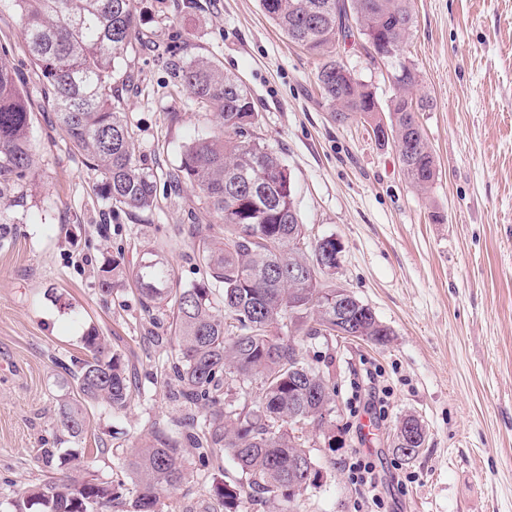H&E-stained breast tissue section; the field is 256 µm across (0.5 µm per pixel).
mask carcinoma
<instances>
[{
    "mask_svg": "<svg viewBox=\"0 0 512 512\" xmlns=\"http://www.w3.org/2000/svg\"><path fill=\"white\" fill-rule=\"evenodd\" d=\"M21 17L23 33L70 148L94 176L92 191L109 208L145 211L158 204L160 176L138 160L132 133L114 86L115 59L137 38L134 0H6ZM265 15L293 43L319 60L317 82L327 109L343 123L360 117L373 133L387 128L386 144L399 153L410 184L427 191L437 177L436 160L408 100L419 82L415 68L397 59L395 86L382 114L374 94L336 59V41L352 37L347 13L374 54L388 58L412 27L411 0H261ZM0 51V204L23 207L35 167L32 112L14 70ZM176 86L198 110L215 119L212 131L191 140L178 169L165 174L173 195L189 182L201 193L220 231L191 233L193 261L201 278L180 288L165 259L168 244L144 252L128 273L106 258L99 290L111 295L132 282L152 322L165 317L176 361L163 383L185 411L155 423L139 446L124 456L123 477L76 481L67 474L74 454L41 449L47 466L61 472L21 492L14 512H109L129 494L134 512H160L161 496L187 474L184 444L210 468L230 456L247 481L217 487L224 512H243L246 501L276 502L275 512H298L301 494L320 486L322 470L301 439L288 432L296 414L304 424L328 426L336 385L320 363L301 358L299 338L343 336L360 331L378 345L391 332L372 309L359 308L355 323L336 321V289L324 277L336 269V239L309 241L295 211L285 166L255 135L259 113L238 79L216 62L187 55L168 59ZM87 358L58 363L75 392L65 394L57 423L70 438L90 425L88 409L126 410L141 392L124 354L93 330L82 338Z\"/></svg>",
    "mask_w": 512,
    "mask_h": 512,
    "instance_id": "cac0c4a2",
    "label": "carcinoma"
}]
</instances>
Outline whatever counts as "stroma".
Returning a JSON list of instances; mask_svg holds the SVG:
<instances>
[{"instance_id":"stroma-1","label":"stroma","mask_w":512,"mask_h":512,"mask_svg":"<svg viewBox=\"0 0 512 512\" xmlns=\"http://www.w3.org/2000/svg\"><path fill=\"white\" fill-rule=\"evenodd\" d=\"M140 35L116 60L121 106L137 157L158 171L179 166L185 145L207 126L163 61L185 42L237 76L261 115L258 134L286 166L310 239L335 238L340 263L327 282L351 291L386 325L389 342L313 341L336 380L328 432L304 439L323 470L300 512H376L347 464L367 450L385 479L387 512H512V0H412L414 26L400 56L419 72L415 97L438 176L428 192L405 179L393 148L359 119L336 122L322 103L317 62L264 14L260 0H147ZM19 14L0 9V46L32 103L36 170L15 235L0 240V512L47 474L44 448L84 460L75 479L115 478L120 459L153 423L181 409L156 378L174 358L153 340L130 285L102 298L103 257L135 266L143 245L168 240L181 286L196 279L186 261L190 231L215 219L197 189L149 211L112 212L92 193L93 175L48 107L25 47ZM337 57L374 92L393 94L390 65L361 43ZM443 215L434 222L432 213ZM98 329L136 369L142 395L123 412L95 406L81 439L62 436L57 410L66 388L58 361L84 358L81 338ZM379 375L382 409L365 411L361 385ZM423 422L416 459L392 448L398 420ZM376 433L365 441V421ZM231 460L209 475L188 458V476L161 499L162 512H224L217 483L237 476ZM404 485H397L396 477Z\"/></svg>"}]
</instances>
